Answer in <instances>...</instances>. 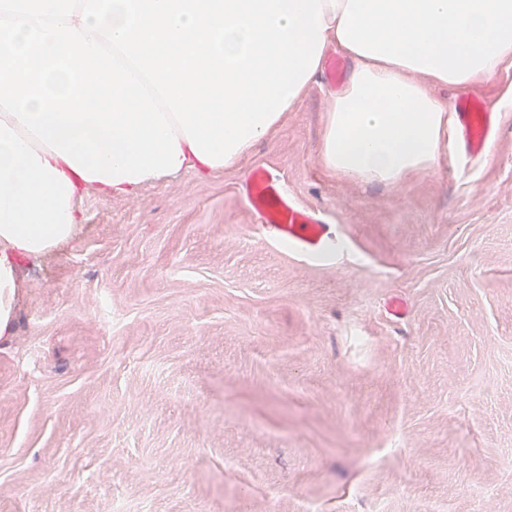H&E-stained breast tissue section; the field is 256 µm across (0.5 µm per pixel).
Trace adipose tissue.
<instances>
[{
	"instance_id": "1",
	"label": "adipose tissue",
	"mask_w": 512,
	"mask_h": 512,
	"mask_svg": "<svg viewBox=\"0 0 512 512\" xmlns=\"http://www.w3.org/2000/svg\"><path fill=\"white\" fill-rule=\"evenodd\" d=\"M325 44L354 62L331 99L321 161L331 172L396 184L437 168L454 123L437 86L466 88L512 66V0H321ZM135 184L85 181L0 113V338L9 337L16 261L70 241L86 193L111 198Z\"/></svg>"
}]
</instances>
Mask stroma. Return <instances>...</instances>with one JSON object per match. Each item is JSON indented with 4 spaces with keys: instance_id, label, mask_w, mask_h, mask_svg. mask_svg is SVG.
<instances>
[{
    "instance_id": "1",
    "label": "stroma",
    "mask_w": 512,
    "mask_h": 512,
    "mask_svg": "<svg viewBox=\"0 0 512 512\" xmlns=\"http://www.w3.org/2000/svg\"><path fill=\"white\" fill-rule=\"evenodd\" d=\"M332 93L316 76L239 168L85 196L19 260L0 512H512V68L467 90L484 157L453 134L400 184L322 165ZM256 167L334 255L267 237Z\"/></svg>"
}]
</instances>
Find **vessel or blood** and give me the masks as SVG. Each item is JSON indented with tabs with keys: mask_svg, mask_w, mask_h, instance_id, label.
<instances>
[{
	"mask_svg": "<svg viewBox=\"0 0 512 512\" xmlns=\"http://www.w3.org/2000/svg\"><path fill=\"white\" fill-rule=\"evenodd\" d=\"M456 107L457 131L467 153L473 159L482 157L493 130L491 112L480 99L468 95L459 96ZM247 194L272 239L292 240L300 251L308 254L332 250L335 237L329 225L321 223L314 211L288 200L269 171H253Z\"/></svg>",
	"mask_w": 512,
	"mask_h": 512,
	"instance_id": "obj_1",
	"label": "vessel or blood"
}]
</instances>
